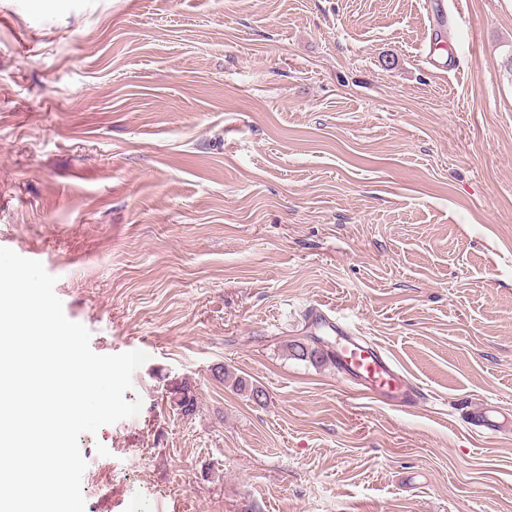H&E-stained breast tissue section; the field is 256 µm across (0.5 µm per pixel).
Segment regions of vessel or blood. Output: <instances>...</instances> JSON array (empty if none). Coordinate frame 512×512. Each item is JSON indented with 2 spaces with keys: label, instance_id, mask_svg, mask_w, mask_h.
Wrapping results in <instances>:
<instances>
[{
  "label": "vessel or blood",
  "instance_id": "obj_1",
  "mask_svg": "<svg viewBox=\"0 0 512 512\" xmlns=\"http://www.w3.org/2000/svg\"><path fill=\"white\" fill-rule=\"evenodd\" d=\"M318 317L338 335L335 363L339 369L354 376L361 394L371 398L387 396L409 401L419 398L418 389L386 352L369 347L361 337L350 335L328 312L319 311Z\"/></svg>",
  "mask_w": 512,
  "mask_h": 512
}]
</instances>
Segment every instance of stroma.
Masks as SVG:
<instances>
[{
    "instance_id": "35a3bbf8",
    "label": "stroma",
    "mask_w": 512,
    "mask_h": 512,
    "mask_svg": "<svg viewBox=\"0 0 512 512\" xmlns=\"http://www.w3.org/2000/svg\"><path fill=\"white\" fill-rule=\"evenodd\" d=\"M429 2L0 0V247L148 355L85 512H512V0ZM319 304L422 399L290 356Z\"/></svg>"
}]
</instances>
